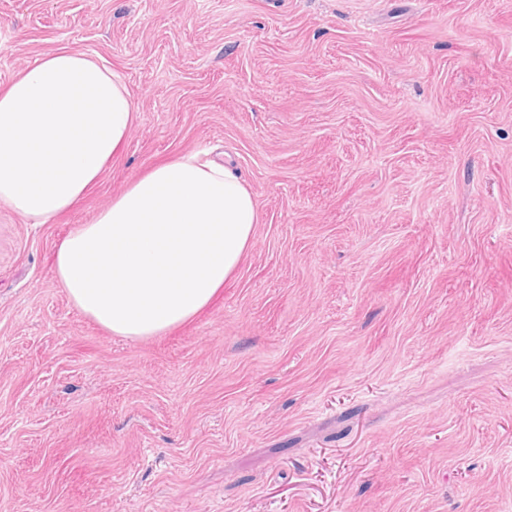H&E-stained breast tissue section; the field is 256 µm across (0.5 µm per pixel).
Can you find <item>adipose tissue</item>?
<instances>
[{"label": "adipose tissue", "instance_id": "adipose-tissue-1", "mask_svg": "<svg viewBox=\"0 0 512 512\" xmlns=\"http://www.w3.org/2000/svg\"><path fill=\"white\" fill-rule=\"evenodd\" d=\"M136 118L119 75L81 52L41 58L0 91V204L34 224L95 183ZM256 204L245 182L188 154L136 180L58 245L53 271L70 302L117 336L193 319L250 248Z\"/></svg>", "mask_w": 512, "mask_h": 512}]
</instances>
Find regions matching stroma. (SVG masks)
Returning <instances> with one entry per match:
<instances>
[{
  "label": "stroma",
  "instance_id": "1",
  "mask_svg": "<svg viewBox=\"0 0 512 512\" xmlns=\"http://www.w3.org/2000/svg\"><path fill=\"white\" fill-rule=\"evenodd\" d=\"M60 49L137 117L53 222L0 206V512H512V0H0V90ZM203 150L251 247L112 335L56 248Z\"/></svg>",
  "mask_w": 512,
  "mask_h": 512
}]
</instances>
